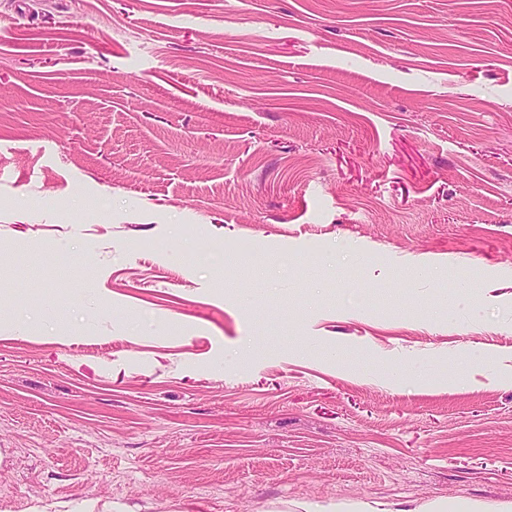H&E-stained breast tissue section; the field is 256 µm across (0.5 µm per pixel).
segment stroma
I'll list each match as a JSON object with an SVG mask.
<instances>
[{"label":"stroma","instance_id":"35a3bbf8","mask_svg":"<svg viewBox=\"0 0 512 512\" xmlns=\"http://www.w3.org/2000/svg\"><path fill=\"white\" fill-rule=\"evenodd\" d=\"M438 498L512 504V0H0V512Z\"/></svg>","mask_w":512,"mask_h":512}]
</instances>
